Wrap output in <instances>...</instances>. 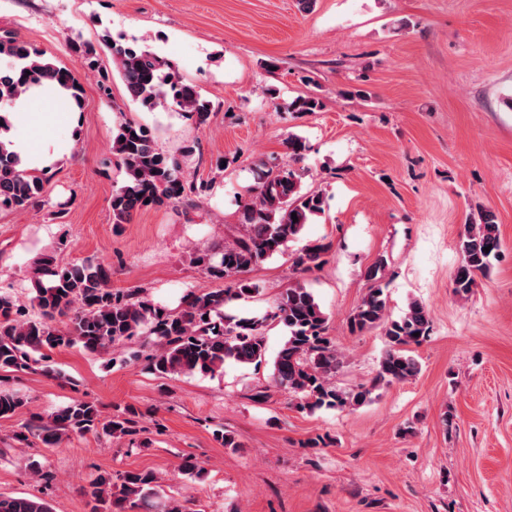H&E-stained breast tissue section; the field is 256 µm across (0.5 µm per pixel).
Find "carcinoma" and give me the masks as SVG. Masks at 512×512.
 I'll return each mask as SVG.
<instances>
[{
	"mask_svg": "<svg viewBox=\"0 0 512 512\" xmlns=\"http://www.w3.org/2000/svg\"><path fill=\"white\" fill-rule=\"evenodd\" d=\"M102 37L128 97L147 109L172 97L198 125L207 124L209 102L195 87L182 82L177 70L147 49ZM72 50L90 71L99 70L96 49L80 40ZM12 61L0 70V104H14L22 95L48 80L84 106L82 86L75 73L57 65L45 53L15 35L0 36V58ZM323 109L320 97L307 93L294 98L277 111L315 113ZM289 163L273 165L261 172L257 184L246 189L242 207L244 232L224 244L220 253L200 249L194 262L224 287L202 295H187L185 307L167 312L155 306L141 289L127 291L111 287V269L91 261L54 264L45 258L36 268L33 311L22 308L15 298L0 291V379L5 373L23 372L38 364L37 354L76 343L93 352L106 351L135 336L149 339L148 361L161 375L214 374L233 362L247 366L265 357L263 330L268 321H279L288 337L273 364L274 382L300 399L299 407L310 412L326 408L362 406L382 386L406 381L419 372L411 347L420 345L430 333L429 313L414 300L397 319L388 315L383 281L387 261L376 260L365 272L372 287L349 317L353 331L382 329L385 350L375 378L369 385L339 389L329 382L341 358L327 334L328 318L311 289L297 283L284 289L271 311L260 317H233L223 313L226 306L260 292V286L239 279L241 273L283 251L306 225L324 212V198L318 191H304L301 176L292 163L305 150L303 140L288 135ZM112 153L123 173L111 200L112 223L127 224L139 211L149 207L176 205L191 195L210 190V185L187 177L182 161L161 150L151 129L134 121L121 123L112 134ZM48 178L27 172L13 142L0 138V209L26 211L40 202ZM298 221H293L292 216ZM490 251L485 252L483 248ZM330 244L308 246L292 257V266L311 272L324 264ZM501 238L495 214L479 212L478 220L464 225L459 237L460 262L452 276V291L467 298L477 286V276L490 269L499 256ZM208 319H203V316ZM64 325H59L60 319ZM26 401L13 389L0 388V420L23 414ZM134 413L124 411L109 419L101 417L97 405L75 400L45 419L32 414L15 431L14 439L29 443L39 436L57 444L71 434H104L122 438L137 433ZM158 493V481L151 471H127L114 478L98 475L90 486L92 512H123L133 496L142 499ZM0 512H51L40 498L0 493Z\"/></svg>",
	"mask_w": 512,
	"mask_h": 512,
	"instance_id": "obj_1",
	"label": "carcinoma"
}]
</instances>
